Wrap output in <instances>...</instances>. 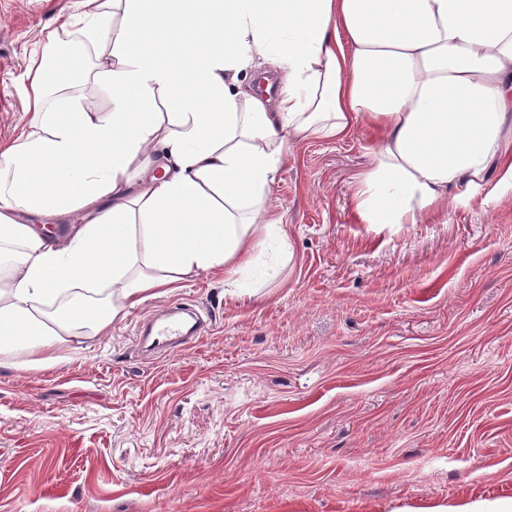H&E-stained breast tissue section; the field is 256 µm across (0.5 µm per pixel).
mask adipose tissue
<instances>
[{"mask_svg":"<svg viewBox=\"0 0 512 512\" xmlns=\"http://www.w3.org/2000/svg\"><path fill=\"white\" fill-rule=\"evenodd\" d=\"M81 2L106 49L68 66L111 106L48 105L31 59L29 128L0 150V365L50 368L204 272L238 287L269 238L288 240L266 200L295 139L376 131L353 196L364 224L420 223L494 173L512 185V0ZM258 60L274 97L241 78ZM79 211L61 239L33 223Z\"/></svg>","mask_w":512,"mask_h":512,"instance_id":"1","label":"adipose tissue"}]
</instances>
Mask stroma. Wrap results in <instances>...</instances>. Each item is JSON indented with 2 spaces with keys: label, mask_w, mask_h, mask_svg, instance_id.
Here are the masks:
<instances>
[{
  "label": "stroma",
  "mask_w": 512,
  "mask_h": 512,
  "mask_svg": "<svg viewBox=\"0 0 512 512\" xmlns=\"http://www.w3.org/2000/svg\"><path fill=\"white\" fill-rule=\"evenodd\" d=\"M78 0H0V143L48 38L91 41ZM375 140L294 141L268 244L228 293L160 289L44 371L0 367V512H428L512 500V188L417 224L360 223ZM182 302L191 349L136 350Z\"/></svg>",
  "instance_id": "35a3bbf8"
}]
</instances>
